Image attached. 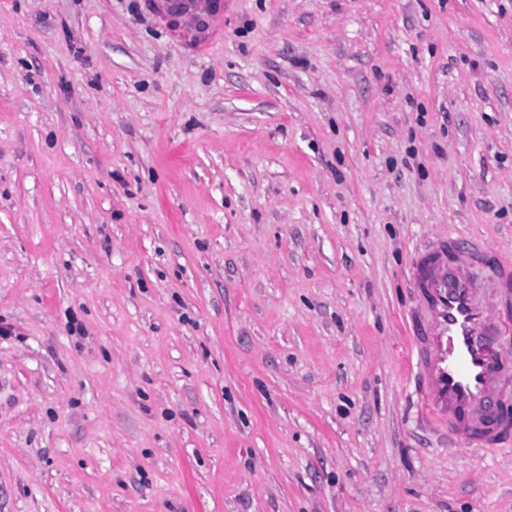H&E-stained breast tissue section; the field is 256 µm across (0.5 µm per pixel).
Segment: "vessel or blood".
<instances>
[{
  "label": "vessel or blood",
  "instance_id": "vessel-or-blood-1",
  "mask_svg": "<svg viewBox=\"0 0 512 512\" xmlns=\"http://www.w3.org/2000/svg\"><path fill=\"white\" fill-rule=\"evenodd\" d=\"M155 11L175 13L183 36L208 53L224 31V0H156ZM415 304L406 316L415 389L426 421L472 448L512 449V351L503 336L512 323L497 324L486 301L512 305V261L483 240L439 239L410 264Z\"/></svg>",
  "mask_w": 512,
  "mask_h": 512
}]
</instances>
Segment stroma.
<instances>
[{
    "mask_svg": "<svg viewBox=\"0 0 512 512\" xmlns=\"http://www.w3.org/2000/svg\"><path fill=\"white\" fill-rule=\"evenodd\" d=\"M228 2L0 0V512H512L402 328L512 259V0ZM156 1L155 11L178 14L183 37L200 54H207L214 40L224 32V0Z\"/></svg>",
    "mask_w": 512,
    "mask_h": 512,
    "instance_id": "stroma-1",
    "label": "stroma"
}]
</instances>
